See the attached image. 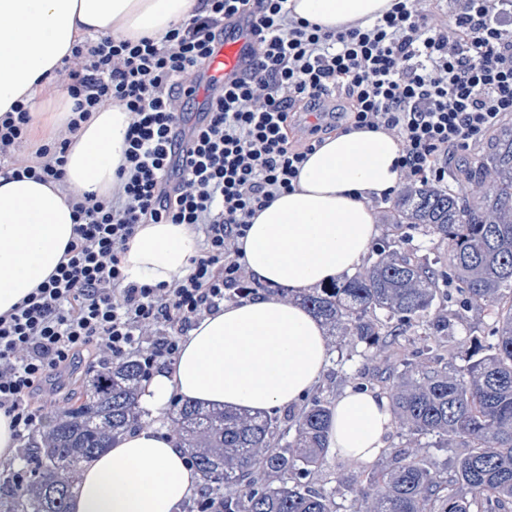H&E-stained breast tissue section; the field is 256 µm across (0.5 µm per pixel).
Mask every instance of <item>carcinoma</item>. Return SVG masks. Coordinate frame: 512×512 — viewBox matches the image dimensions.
Returning <instances> with one entry per match:
<instances>
[{"label":"carcinoma","instance_id":"cac0c4a2","mask_svg":"<svg viewBox=\"0 0 512 512\" xmlns=\"http://www.w3.org/2000/svg\"><path fill=\"white\" fill-rule=\"evenodd\" d=\"M460 176L492 181L498 194L411 185L373 246V262L340 284L293 296L331 333L364 344V357L393 362V382L381 390L408 442L394 449L389 466L340 479L354 512H512V125L494 130L478 166ZM416 229L447 248L448 262L409 246ZM469 312L492 326L489 341L477 343L464 365L401 358L395 344L411 332L453 352L450 318L463 323ZM143 380L137 359L87 380L88 402L28 438L23 454L35 465L34 478L0 501V512H68L83 466L144 416ZM332 412V399L322 394L282 419L185 401L171 423L224 512H338L317 478ZM283 420L296 431L285 444ZM429 436L455 447L452 464L419 457L420 440Z\"/></svg>","mask_w":512,"mask_h":512}]
</instances>
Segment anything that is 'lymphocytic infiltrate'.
Instances as JSON below:
<instances>
[{
	"mask_svg": "<svg viewBox=\"0 0 512 512\" xmlns=\"http://www.w3.org/2000/svg\"><path fill=\"white\" fill-rule=\"evenodd\" d=\"M413 0H396L373 25L334 31L297 19L288 0H205L161 41L100 36L77 44L62 74L74 115L16 178L64 184L66 153L103 101L131 114L125 166L106 197L73 203L75 238L47 281L0 315V410L16 436L40 423L31 395L84 350L112 362L140 353L143 374L174 359L179 335L245 282L233 250L249 220L277 193L293 190L318 144L321 104L353 103L346 129H382L401 143L398 166L427 184L448 179L445 157L479 146L512 116V30L500 15L512 0H463L452 24L432 30ZM251 20L255 43L243 76L205 103L204 123L184 129L171 104L183 80L224 41L227 23ZM305 103V143L289 142L288 116ZM202 229L206 247L172 287L126 282L122 246L139 225Z\"/></svg>",
	"mask_w": 512,
	"mask_h": 512,
	"instance_id": "obj_1",
	"label": "lymphocytic infiltrate"
}]
</instances>
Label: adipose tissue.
I'll return each mask as SVG.
<instances>
[{
  "instance_id": "1",
  "label": "adipose tissue",
  "mask_w": 512,
  "mask_h": 512,
  "mask_svg": "<svg viewBox=\"0 0 512 512\" xmlns=\"http://www.w3.org/2000/svg\"><path fill=\"white\" fill-rule=\"evenodd\" d=\"M394 0H288L294 16L326 30L373 24ZM199 0H0V117L27 103L33 124L65 125L73 101L45 92L85 36L162 37ZM129 112H94L67 152L66 188L0 175V314L52 275L74 237L72 200L105 195L123 165ZM399 139L354 129L326 138L303 163L295 190L256 212L235 247L248 277L271 294L220 305L199 319L170 368L143 383L142 405L160 412L171 397L206 408L274 413L299 406L329 359L322 323L293 293L340 281L378 232L372 200L393 194L403 173ZM202 249L183 224H143L122 252L128 281L156 286L186 277ZM393 425L387 399L346 390L327 445L373 463ZM183 449L165 430L127 432L83 468L70 512H178L198 485Z\"/></svg>"
}]
</instances>
